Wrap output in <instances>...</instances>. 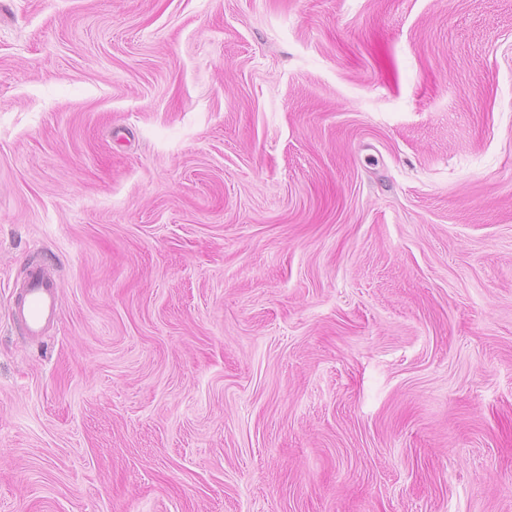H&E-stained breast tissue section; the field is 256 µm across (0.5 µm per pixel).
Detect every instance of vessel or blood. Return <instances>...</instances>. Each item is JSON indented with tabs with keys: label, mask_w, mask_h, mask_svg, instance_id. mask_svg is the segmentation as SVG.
<instances>
[{
	"label": "vessel or blood",
	"mask_w": 512,
	"mask_h": 512,
	"mask_svg": "<svg viewBox=\"0 0 512 512\" xmlns=\"http://www.w3.org/2000/svg\"><path fill=\"white\" fill-rule=\"evenodd\" d=\"M11 319L18 330L31 339L41 338L59 318L58 282L45 266L29 267L19 288L14 289Z\"/></svg>",
	"instance_id": "1"
}]
</instances>
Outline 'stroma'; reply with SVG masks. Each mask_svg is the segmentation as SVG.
<instances>
[{"label":"stroma","mask_w":512,"mask_h":512,"mask_svg":"<svg viewBox=\"0 0 512 512\" xmlns=\"http://www.w3.org/2000/svg\"><path fill=\"white\" fill-rule=\"evenodd\" d=\"M0 512H512V0H0ZM59 286L43 265L28 268L19 288L13 290L11 319L18 330L30 339L41 338L47 327L59 319Z\"/></svg>","instance_id":"35a3bbf8"}]
</instances>
